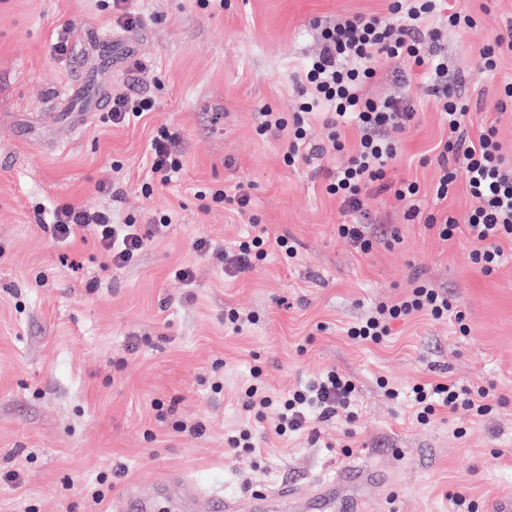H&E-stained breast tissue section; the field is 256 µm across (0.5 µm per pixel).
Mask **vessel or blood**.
I'll return each mask as SVG.
<instances>
[{
    "mask_svg": "<svg viewBox=\"0 0 512 512\" xmlns=\"http://www.w3.org/2000/svg\"><path fill=\"white\" fill-rule=\"evenodd\" d=\"M380 479L376 470L356 466L344 470L334 479L316 484L308 496L284 488L279 491L278 498L282 501L305 499L310 512H346L348 506L359 502L361 488ZM162 503L167 505L169 512H234L229 499L216 493H205L195 484L176 477L162 482L153 496L129 493L119 502L118 508L120 512H156Z\"/></svg>",
    "mask_w": 512,
    "mask_h": 512,
    "instance_id": "1",
    "label": "vessel or blood"
}]
</instances>
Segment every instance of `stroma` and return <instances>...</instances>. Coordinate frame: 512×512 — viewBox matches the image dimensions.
<instances>
[{"label":"stroma","instance_id":"1","mask_svg":"<svg viewBox=\"0 0 512 512\" xmlns=\"http://www.w3.org/2000/svg\"><path fill=\"white\" fill-rule=\"evenodd\" d=\"M474 27L444 29L438 49L471 107L470 137L492 126L512 162V109L496 106L512 83V55L480 72V52L512 23V0H449ZM389 0H128L142 16L123 31L97 0H0V512H111L128 490L152 494L181 474L253 512L252 496L314 481L355 464L379 467L387 486L362 492L364 512H450L463 494L476 512L512 496V243L490 274L473 264L477 244L465 223L475 206L465 171L446 199L433 190L428 156L447 136L418 67L383 61L363 92L411 97L417 119L403 136L392 180L416 182L419 212L383 191L369 202L380 238L369 254L338 236L354 217L324 189L344 162L327 152L291 169L284 138L259 134L260 114L293 113L294 76L320 47V29L357 14L385 15ZM95 28L123 35L112 56L81 42ZM68 53L53 56L56 39ZM93 90L76 96L75 76ZM155 103L139 122L115 125L113 97ZM182 137L183 169L145 193L143 157L153 129ZM248 188L249 215L213 202L216 188ZM111 211L117 224L154 223L127 266H113L93 244H58L44 221L54 204ZM452 215L448 241L426 225ZM266 225L296 244L285 261L269 253L246 274L225 271L192 249L208 237L225 248ZM191 267L184 284L175 275ZM447 288L466 313L421 315L392 324L383 346L351 340L346 327L371 307L399 300L416 280ZM254 313L232 333L224 311ZM285 393L325 370L351 376L354 417L320 424L285 441L265 420L248 417L240 389L253 370ZM223 377L224 389L211 384ZM448 378L494 384L506 403L477 421L465 410L416 423L408 389ZM399 391L389 397L381 380ZM250 422L256 452L232 453L224 436ZM202 432H193L194 424ZM349 441V452L338 444Z\"/></svg>","mask_w":512,"mask_h":512}]
</instances>
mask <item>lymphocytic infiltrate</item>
Wrapping results in <instances>:
<instances>
[{"instance_id": "f902f5d3", "label": "lymphocytic infiltrate", "mask_w": 512, "mask_h": 512, "mask_svg": "<svg viewBox=\"0 0 512 512\" xmlns=\"http://www.w3.org/2000/svg\"><path fill=\"white\" fill-rule=\"evenodd\" d=\"M437 10V0H391L386 15H355L322 28L319 53L297 75L302 100L298 112H262L259 130L274 136L286 135L283 155L288 166L310 161L314 152H347L346 162L328 173L326 191L340 198L357 216L352 224L337 225L339 236L349 240L363 254L374 244L366 201L373 188L393 191L396 198L414 200L419 187L414 182L391 185L387 172L402 151L395 132L409 130L416 114L409 101L394 98L371 99L361 88L374 79L379 60L426 67L428 90L440 106L448 136L438 143L436 161L439 176L434 186L437 198H446L455 180L452 162L463 161L468 172V189L477 205L466 229L478 247L472 254L475 264L493 272L504 259L501 243L512 240V163L502 155L495 128L481 131L471 139L468 127L471 113L468 102L457 94L448 74V62L436 53L438 31L421 36L420 23ZM325 111L326 141L310 147L306 116ZM357 126L360 136L354 146H346L344 125ZM180 134L159 128L149 149L150 183L162 187L183 167L179 149ZM52 234L58 242L73 243L91 235L93 244L106 251L113 265L130 263L145 247L148 237L139 225L116 224L106 211L66 203L53 211ZM196 251L214 256L241 274L275 249L286 258L296 256V248L284 236H270L267 228L254 225L251 234L232 250L209 239L195 242ZM424 314L439 320L454 316L460 333H467L466 316L457 310L447 291L433 282L420 279L397 301L382 303L368 311L347 331L355 341L379 344L391 334L392 321ZM414 416L419 424H429L440 411L466 410L474 419L491 415L501 403L494 386H463L454 381L418 382L412 387ZM243 407L258 418L274 423V433L285 437L309 429L314 422L332 419L350 421L355 383L331 370L309 380L303 387L282 396L270 393L260 378H252L243 390Z\"/></svg>"}]
</instances>
